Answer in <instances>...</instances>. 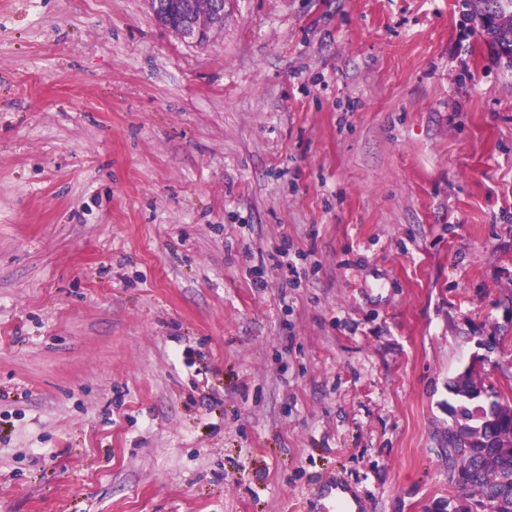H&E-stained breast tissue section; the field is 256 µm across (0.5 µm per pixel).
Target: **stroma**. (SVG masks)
Masks as SVG:
<instances>
[{
    "label": "stroma",
    "instance_id": "obj_1",
    "mask_svg": "<svg viewBox=\"0 0 512 512\" xmlns=\"http://www.w3.org/2000/svg\"><path fill=\"white\" fill-rule=\"evenodd\" d=\"M266 285H254L256 276ZM512 390V68L460 0H0V512L465 500ZM171 0H149L162 26L183 38L206 41L211 30L224 25V0H175L176 12L168 8ZM483 361L474 358L470 365L475 369L448 384L455 397V404H448L452 423L444 450L448 483L475 502L467 505L471 511L512 512V403L491 391L494 399L481 404L480 393L487 391Z\"/></svg>",
    "mask_w": 512,
    "mask_h": 512
}]
</instances>
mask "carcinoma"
<instances>
[{
  "label": "carcinoma",
  "instance_id": "carcinoma-1",
  "mask_svg": "<svg viewBox=\"0 0 512 512\" xmlns=\"http://www.w3.org/2000/svg\"><path fill=\"white\" fill-rule=\"evenodd\" d=\"M462 8L479 21L498 59L512 67V0H462ZM448 387L455 397L444 450L448 484L487 504L488 512H512V403L495 393L481 404L486 386L480 368L458 374Z\"/></svg>",
  "mask_w": 512,
  "mask_h": 512
}]
</instances>
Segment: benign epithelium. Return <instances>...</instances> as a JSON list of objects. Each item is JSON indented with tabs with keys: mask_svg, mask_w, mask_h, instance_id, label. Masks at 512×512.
Returning <instances> with one entry per match:
<instances>
[{
	"mask_svg": "<svg viewBox=\"0 0 512 512\" xmlns=\"http://www.w3.org/2000/svg\"><path fill=\"white\" fill-rule=\"evenodd\" d=\"M162 26L183 38L207 40L211 30L224 25V0H177L178 9L168 8V0H149Z\"/></svg>",
	"mask_w": 512,
	"mask_h": 512,
	"instance_id": "obj_1",
	"label": "benign epithelium"
}]
</instances>
